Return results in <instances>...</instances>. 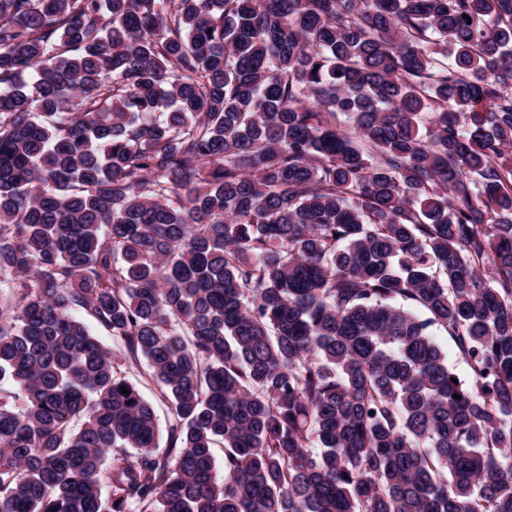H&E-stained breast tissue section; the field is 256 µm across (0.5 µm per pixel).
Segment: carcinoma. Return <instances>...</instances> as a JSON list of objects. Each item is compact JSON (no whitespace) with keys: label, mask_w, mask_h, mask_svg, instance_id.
<instances>
[{"label":"carcinoma","mask_w":512,"mask_h":512,"mask_svg":"<svg viewBox=\"0 0 512 512\" xmlns=\"http://www.w3.org/2000/svg\"><path fill=\"white\" fill-rule=\"evenodd\" d=\"M2 273L0 512H512V0H0ZM431 331L434 340L440 345L442 350L447 353L449 366L460 379L469 380L470 369L466 362L458 355L454 342L448 336V333L443 328L436 326L431 328ZM119 364L125 377L137 383L145 398L153 405L162 432L159 452H163L167 443L166 424L170 415L168 402L163 399L159 387L147 378L148 366L144 359H141L137 364L127 363L124 359H119Z\"/></svg>","instance_id":"1"}]
</instances>
